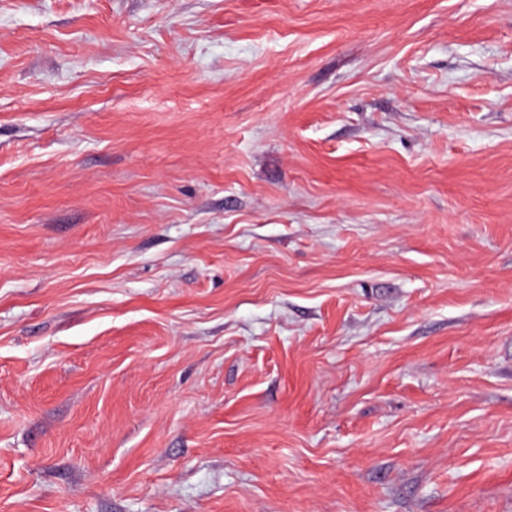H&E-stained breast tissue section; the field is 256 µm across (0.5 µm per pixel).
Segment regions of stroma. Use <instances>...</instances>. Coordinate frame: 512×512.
Here are the masks:
<instances>
[{"mask_svg": "<svg viewBox=\"0 0 512 512\" xmlns=\"http://www.w3.org/2000/svg\"><path fill=\"white\" fill-rule=\"evenodd\" d=\"M0 512H512V0H0Z\"/></svg>", "mask_w": 512, "mask_h": 512, "instance_id": "obj_1", "label": "stroma"}]
</instances>
